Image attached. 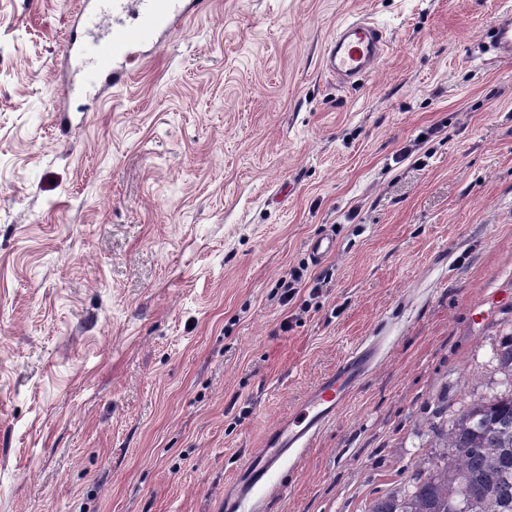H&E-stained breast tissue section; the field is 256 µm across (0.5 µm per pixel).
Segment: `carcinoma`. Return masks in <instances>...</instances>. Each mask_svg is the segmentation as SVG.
Instances as JSON below:
<instances>
[{
	"mask_svg": "<svg viewBox=\"0 0 512 512\" xmlns=\"http://www.w3.org/2000/svg\"><path fill=\"white\" fill-rule=\"evenodd\" d=\"M494 359L504 390L456 410L442 397L426 424L447 453L419 461L411 488L377 497L368 512H512V332Z\"/></svg>",
	"mask_w": 512,
	"mask_h": 512,
	"instance_id": "1",
	"label": "carcinoma"
}]
</instances>
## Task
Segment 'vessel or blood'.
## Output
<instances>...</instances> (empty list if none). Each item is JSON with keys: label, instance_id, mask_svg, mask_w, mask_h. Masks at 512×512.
Listing matches in <instances>:
<instances>
[{"label": "vessel or blood", "instance_id": "1", "mask_svg": "<svg viewBox=\"0 0 512 512\" xmlns=\"http://www.w3.org/2000/svg\"><path fill=\"white\" fill-rule=\"evenodd\" d=\"M176 0H139V21L132 26L112 27L106 36L82 39L78 30H71L63 52L65 55L90 57L93 68L89 80L105 77L120 81L115 71L116 60L130 59L136 48L151 41L158 29L165 26ZM127 0H83L86 21L123 12ZM491 48L494 57L512 56V17L504 16L495 26ZM388 50L386 31L367 17H359L339 25L324 52L323 66L344 84L352 85L370 74ZM378 341L354 347L323 376L306 395L288 422L267 432L258 451L253 453L237 472L231 488L224 496V512H245L247 503L270 477L296 457L320 433L326 423L372 371L379 357Z\"/></svg>", "mask_w": 512, "mask_h": 512}]
</instances>
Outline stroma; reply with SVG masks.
<instances>
[{"instance_id": "stroma-1", "label": "stroma", "mask_w": 512, "mask_h": 512, "mask_svg": "<svg viewBox=\"0 0 512 512\" xmlns=\"http://www.w3.org/2000/svg\"><path fill=\"white\" fill-rule=\"evenodd\" d=\"M82 0H0V512H220L351 348L379 361L255 512H365L512 328V0H206L57 112ZM389 49L345 88L344 20ZM336 240L320 263L319 235ZM323 275L283 308L281 280ZM491 47L495 58L512 56V18L511 14L504 16L494 27Z\"/></svg>"}]
</instances>
